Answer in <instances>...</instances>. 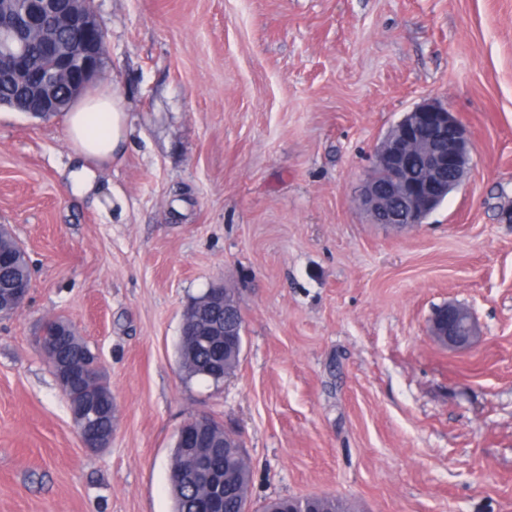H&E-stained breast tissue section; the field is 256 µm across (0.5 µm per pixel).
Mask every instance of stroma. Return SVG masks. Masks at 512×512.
<instances>
[{
	"label": "stroma",
	"mask_w": 512,
	"mask_h": 512,
	"mask_svg": "<svg viewBox=\"0 0 512 512\" xmlns=\"http://www.w3.org/2000/svg\"><path fill=\"white\" fill-rule=\"evenodd\" d=\"M96 89L129 139L71 188L66 116L0 110V224L32 265L0 318V512H172L180 427L238 434L250 499L352 512H512V0H94ZM435 102L474 144L424 221L371 223L387 133ZM232 289L233 374L187 378L183 312ZM471 309L451 351L433 310ZM68 319L112 390V445L84 448L41 324ZM431 331L446 347L455 351L469 349L482 336L473 312L456 303L443 305L434 313ZM307 510L310 512H351L350 507L344 501L329 496H312L305 498H277L266 502L262 506V512H287L280 511L284 508Z\"/></svg>",
	"instance_id": "35a3bbf8"
}]
</instances>
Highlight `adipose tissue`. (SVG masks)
<instances>
[{"label":"adipose tissue","instance_id":"adipose-tissue-1","mask_svg":"<svg viewBox=\"0 0 512 512\" xmlns=\"http://www.w3.org/2000/svg\"><path fill=\"white\" fill-rule=\"evenodd\" d=\"M127 114L122 98L101 90L78 99L67 114L66 138L79 166L71 177L75 189L90 193L94 188V165L120 155L127 140Z\"/></svg>","mask_w":512,"mask_h":512}]
</instances>
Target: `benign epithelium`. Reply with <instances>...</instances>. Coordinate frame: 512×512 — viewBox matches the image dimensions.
<instances>
[{"label":"benign epithelium","instance_id":"7a95c632","mask_svg":"<svg viewBox=\"0 0 512 512\" xmlns=\"http://www.w3.org/2000/svg\"><path fill=\"white\" fill-rule=\"evenodd\" d=\"M23 17L33 21L50 13L57 16L71 39L72 65L83 78L70 88V93L60 103L56 100L54 70L37 77L32 87L39 102L30 108L18 102L0 101V109L31 112L42 118H50L64 112L90 87L102 66L106 50V34L92 12L82 0H69L60 8L57 0H25ZM24 44L12 29L0 27V56L19 64L24 56ZM46 55L54 61L66 56L57 52L54 45L46 48ZM471 138L456 115L436 104L419 105L405 113L403 118L386 135L376 154V167L388 173L384 183L368 178L360 195V204L375 224H391L406 228L422 223L448 194L467 178L472 159ZM433 336L446 347L464 351L482 336L480 325L473 312L456 303L441 306L434 313L431 323ZM184 350L193 354L197 349L219 344L234 349L240 343L238 317L235 306L224 297V288H211L205 301L186 309L180 335ZM37 345L43 354L60 355L58 361L63 384L87 379L89 372L100 368L96 354L66 352L64 337H48L39 334ZM82 425L79 436L86 448L104 449L112 442V431L103 426L106 416L98 413L96 399L85 405L78 416ZM206 429L205 416L195 415L179 430V437L194 436L191 443H200L198 434ZM195 475L208 484L211 500L217 501L224 493V474H212L205 467Z\"/></svg>","mask_w":512,"mask_h":512}]
</instances>
